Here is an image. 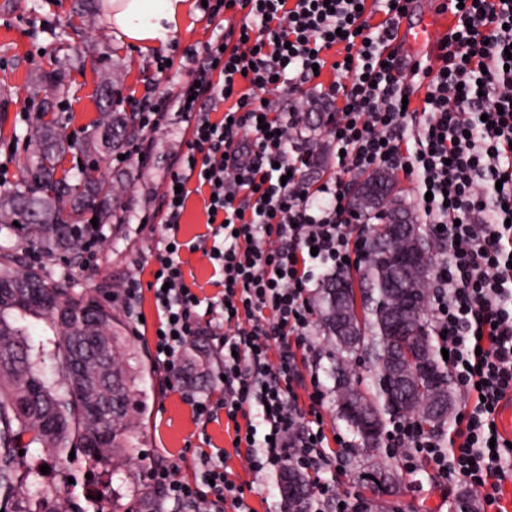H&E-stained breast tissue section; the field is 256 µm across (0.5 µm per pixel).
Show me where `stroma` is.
<instances>
[{
	"label": "stroma",
	"mask_w": 512,
	"mask_h": 512,
	"mask_svg": "<svg viewBox=\"0 0 512 512\" xmlns=\"http://www.w3.org/2000/svg\"><path fill=\"white\" fill-rule=\"evenodd\" d=\"M215 34L198 2L178 33L170 35L159 49L145 51L116 37L103 0H0V181L10 188L21 180L18 161L29 150V132L43 108L57 111L68 134L85 139L106 100L99 79L103 71L121 73L115 96L121 110L132 112L143 98L178 92L190 82L194 67L190 53L202 50ZM162 60L169 61V69L159 70ZM57 73L65 83L61 94L54 92L50 82ZM303 98L313 104L306 125L320 145L303 176L319 184L339 171L320 120L321 113L331 111L332 106L318 89L308 86L302 93L285 95L283 101L292 109ZM189 138L188 123L173 112L160 128L143 131L139 153L123 160L113 154L100 161L101 175L123 182L127 190L118 203L122 220L118 234L99 244L93 258L82 253L72 259L31 253L27 260L45 267L53 277L69 278L82 292L94 294L99 285L108 284L107 298L118 313L123 310L127 278L136 276L143 284L140 309L147 324L129 326L127 333L131 349L138 354L139 389L147 405L140 426L139 443L145 458L144 468L138 471L140 480H147L150 466L166 460L175 461L182 476L192 477L199 468L198 449L224 448L236 482L253 487L247 499L255 512H281L277 474L254 478L245 459L232 452V438L223 421L204 427L194 424L179 392L166 388L165 373L149 347L155 307L147 285L152 279V256L164 232L156 213L168 171L185 151ZM323 415L327 431L340 432L353 443L337 490L343 497L364 500L368 512H457L464 496L478 503L474 489L461 484L445 486L424 463H417L409 472L400 458L386 461L369 456L337 416L334 402H327ZM46 478L59 484L63 496L75 497L83 504L100 494L114 495L124 508L131 504L128 481L108 469L90 471L78 463L65 474L53 465Z\"/></svg>",
	"instance_id": "stroma-1"
}]
</instances>
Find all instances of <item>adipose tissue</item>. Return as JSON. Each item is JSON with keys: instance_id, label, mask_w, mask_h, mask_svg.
Here are the masks:
<instances>
[{"instance_id": "adipose-tissue-1", "label": "adipose tissue", "mask_w": 512, "mask_h": 512, "mask_svg": "<svg viewBox=\"0 0 512 512\" xmlns=\"http://www.w3.org/2000/svg\"><path fill=\"white\" fill-rule=\"evenodd\" d=\"M108 19L119 38L148 49L165 43L177 32L188 10V0H104Z\"/></svg>"}]
</instances>
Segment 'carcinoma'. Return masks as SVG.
I'll return each mask as SVG.
<instances>
[{"label": "carcinoma", "mask_w": 512, "mask_h": 512, "mask_svg": "<svg viewBox=\"0 0 512 512\" xmlns=\"http://www.w3.org/2000/svg\"><path fill=\"white\" fill-rule=\"evenodd\" d=\"M139 134L135 113L109 112L78 147L68 143L63 123L44 110L31 130L34 148L24 159L21 183L0 195V232L21 230L28 246L47 257L73 251L76 238L92 227L91 218L103 223L107 201L118 197L112 183L94 177L97 160L58 178L61 159L75 149L110 154ZM396 192L394 174L384 169L358 183L359 218L368 225L358 268L362 311L350 278L341 273L323 280L313 298L330 346L338 412L370 451L379 449L384 428L398 419L432 431L445 427L455 399L454 378L430 316L433 266L411 268L380 249L397 234L420 251L435 239L430 225L417 223L399 197L404 222H383L376 205ZM402 319L418 325L428 345L426 360L405 356L402 340L411 337L391 335ZM126 331L110 304L76 291L64 277L49 278L42 267L0 246V512H88L43 481L45 458L63 470L75 460L90 469L118 461L130 468L140 461L135 428L144 405L134 390ZM360 353L371 364L365 390L357 387L351 364ZM186 360L195 372L209 362L210 351L192 341ZM286 470L301 497L282 496L283 512H311V498H303L307 482L293 463Z\"/></svg>", "instance_id": "obj_1"}]
</instances>
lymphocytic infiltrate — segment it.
Wrapping results in <instances>:
<instances>
[{"instance_id":"1","label":"lymphocytic infiltrate","mask_w":512,"mask_h":512,"mask_svg":"<svg viewBox=\"0 0 512 512\" xmlns=\"http://www.w3.org/2000/svg\"><path fill=\"white\" fill-rule=\"evenodd\" d=\"M457 25L442 47L441 66L403 63L390 44L413 0H376L385 23L370 24L366 0H214L209 18L245 10L204 47L195 82L158 104L145 105L141 128L153 130L167 112L193 116L187 152L169 170L159 209L165 232L153 260L156 361L180 369L186 344L223 331L212 354L224 392L219 399L182 390L195 423L232 427L234 449L254 474L292 460L332 512H359L343 500L327 471L338 453L318 422L328 399L316 365L300 369L313 322L310 296L318 268L346 270L360 252L343 220L349 175L381 166L416 178L417 206L448 241L438 263L430 311L462 397L449 440L410 419L393 422L388 446L407 467L424 462L445 483L475 488L484 506L506 512L512 446L497 429L501 401L512 392V0H451ZM342 45L343 59L325 53ZM332 66L331 97H342L325 128L338 150L339 176L304 181L288 145L303 139L301 115L274 98L279 86L316 79ZM421 73V108L406 109L410 78ZM223 110L224 117L211 113ZM208 188V235L179 237L189 183ZM204 250L223 291L202 300L188 284L182 250ZM130 280L123 308L139 319L143 288ZM308 404L299 407V396ZM221 448L199 453L201 470L179 475L175 463L151 468L165 499L182 512H254Z\"/></svg>"}]
</instances>
